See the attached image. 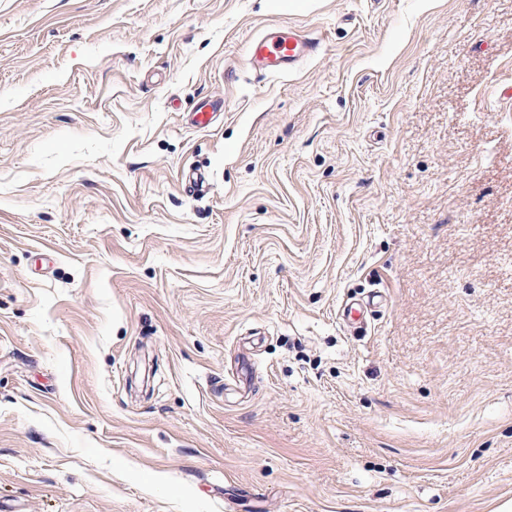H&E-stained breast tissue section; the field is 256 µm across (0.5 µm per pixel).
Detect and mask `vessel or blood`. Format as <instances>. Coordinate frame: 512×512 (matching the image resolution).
I'll return each mask as SVG.
<instances>
[{
  "label": "vessel or blood",
  "mask_w": 512,
  "mask_h": 512,
  "mask_svg": "<svg viewBox=\"0 0 512 512\" xmlns=\"http://www.w3.org/2000/svg\"><path fill=\"white\" fill-rule=\"evenodd\" d=\"M319 39L292 27H269L247 43V61L257 75H284L313 57Z\"/></svg>",
  "instance_id": "1"
}]
</instances>
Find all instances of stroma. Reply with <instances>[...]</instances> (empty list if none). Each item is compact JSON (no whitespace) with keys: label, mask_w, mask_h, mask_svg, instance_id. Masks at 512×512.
Here are the masks:
<instances>
[{"label":"stroma","mask_w":512,"mask_h":512,"mask_svg":"<svg viewBox=\"0 0 512 512\" xmlns=\"http://www.w3.org/2000/svg\"><path fill=\"white\" fill-rule=\"evenodd\" d=\"M506 504L512 0H0V512ZM320 40L292 27H269L247 43L249 68L261 77L284 75L313 57Z\"/></svg>","instance_id":"1"}]
</instances>
